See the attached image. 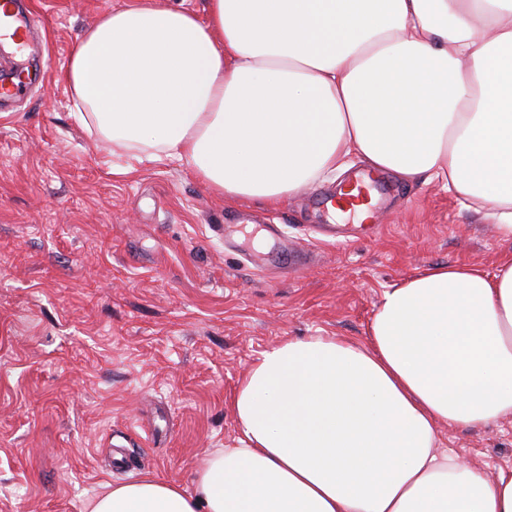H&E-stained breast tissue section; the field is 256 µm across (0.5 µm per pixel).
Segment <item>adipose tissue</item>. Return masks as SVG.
Returning <instances> with one entry per match:
<instances>
[{
  "label": "adipose tissue",
  "instance_id": "ef3b65f1",
  "mask_svg": "<svg viewBox=\"0 0 512 512\" xmlns=\"http://www.w3.org/2000/svg\"><path fill=\"white\" fill-rule=\"evenodd\" d=\"M73 108L134 158L185 162L232 200H285L349 157L437 180L512 239V0H134L64 72ZM241 445L193 492L151 476L91 512H512L437 426L512 416V260L389 288L361 345L265 350L233 397Z\"/></svg>",
  "mask_w": 512,
  "mask_h": 512
}]
</instances>
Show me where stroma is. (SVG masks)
Segmentation results:
<instances>
[{
    "mask_svg": "<svg viewBox=\"0 0 512 512\" xmlns=\"http://www.w3.org/2000/svg\"><path fill=\"white\" fill-rule=\"evenodd\" d=\"M128 0H20L40 51L0 52L30 77L0 107V512H89L105 485L143 475L192 491L218 448L238 445L235 390L291 338L367 341L384 291L439 264L486 271L512 241L438 181H400L378 234L321 241L350 158L283 202H228L177 160H136L76 118L63 69L82 33ZM127 167L124 175L114 174ZM258 211L235 245L224 227ZM272 263L256 267L252 252ZM440 448L487 479L512 468V417L438 427Z\"/></svg>",
    "mask_w": 512,
    "mask_h": 512,
    "instance_id": "1",
    "label": "stroma"
}]
</instances>
